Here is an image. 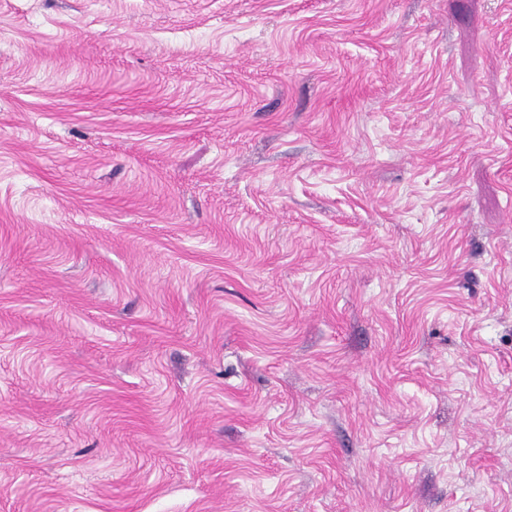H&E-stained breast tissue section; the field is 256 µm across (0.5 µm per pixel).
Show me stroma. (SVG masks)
<instances>
[{
	"label": "stroma",
	"instance_id": "obj_1",
	"mask_svg": "<svg viewBox=\"0 0 512 512\" xmlns=\"http://www.w3.org/2000/svg\"><path fill=\"white\" fill-rule=\"evenodd\" d=\"M0 512H512V0H0Z\"/></svg>",
	"mask_w": 512,
	"mask_h": 512
}]
</instances>
